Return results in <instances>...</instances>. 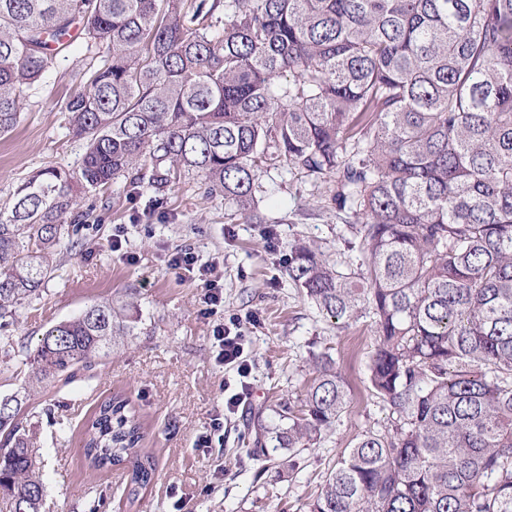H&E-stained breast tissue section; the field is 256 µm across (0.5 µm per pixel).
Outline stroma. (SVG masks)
I'll list each match as a JSON object with an SVG mask.
<instances>
[{"label":"stroma","instance_id":"obj_1","mask_svg":"<svg viewBox=\"0 0 512 512\" xmlns=\"http://www.w3.org/2000/svg\"><path fill=\"white\" fill-rule=\"evenodd\" d=\"M81 52L58 60L37 93L22 102V120L0 137V203L33 172L47 166L77 168L84 152L69 133L61 107L81 86L73 73ZM257 216H231L223 197L207 196L202 177L189 174L163 192L134 194L125 179L80 201L91 215L79 244L58 247L57 269L41 295L15 317L0 319V398L27 389L23 421L35 433L43 461V512H307L345 448L388 412L372 395L367 364L375 344L371 319L337 330L288 279L289 246L314 243L339 260L349 231L330 196L305 173L268 168L259 177ZM125 243L113 250L112 234ZM211 262V280L223 288L216 313H203L202 284L168 263L175 250ZM120 298L134 304L135 330L100 361L90 377L25 387L26 361L52 325L90 305ZM244 320L250 338V394L224 412V387L235 371L214 359L215 327L230 316ZM340 362L352 401L335 427L296 459L277 451L258 463L249 422L273 424L277 402L302 398L312 376V354ZM122 394L136 410L139 448L155 464L151 484L129 500L122 471L88 467L79 449L96 405ZM222 427L212 431L213 419ZM211 433L209 447H197Z\"/></svg>","mask_w":512,"mask_h":512}]
</instances>
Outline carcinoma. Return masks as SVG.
<instances>
[{"instance_id":"1","label":"carcinoma","mask_w":512,"mask_h":512,"mask_svg":"<svg viewBox=\"0 0 512 512\" xmlns=\"http://www.w3.org/2000/svg\"><path fill=\"white\" fill-rule=\"evenodd\" d=\"M81 43L64 106L85 152L0 205V318L39 296L84 219L79 195L123 177L160 190L195 172L235 212L260 172L327 184L360 263L298 239L288 278L346 330L371 317L369 389L387 423L357 435L308 512H512V0H0V136L20 100ZM128 305L49 327L28 381L78 379L130 335ZM299 403L272 408V448L318 443L350 403L340 364L312 354ZM0 399V512H41L42 462ZM129 400L101 401L81 454L151 483Z\"/></svg>"}]
</instances>
